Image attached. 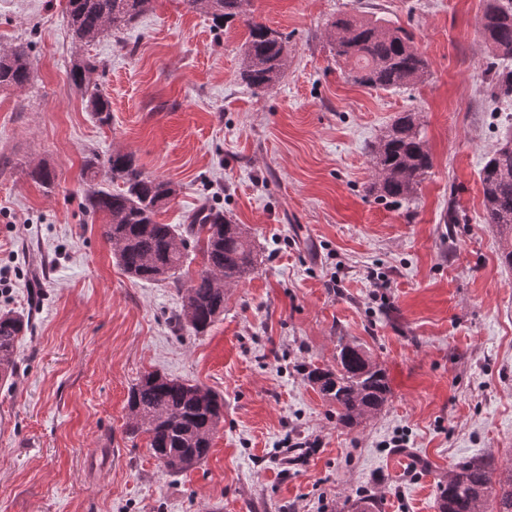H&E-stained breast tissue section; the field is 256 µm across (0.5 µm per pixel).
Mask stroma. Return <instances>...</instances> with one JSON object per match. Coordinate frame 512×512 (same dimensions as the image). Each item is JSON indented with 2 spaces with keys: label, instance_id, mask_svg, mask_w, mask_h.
I'll list each match as a JSON object with an SVG mask.
<instances>
[{
  "label": "stroma",
  "instance_id": "obj_1",
  "mask_svg": "<svg viewBox=\"0 0 512 512\" xmlns=\"http://www.w3.org/2000/svg\"><path fill=\"white\" fill-rule=\"evenodd\" d=\"M485 0H251L218 28L187 0H154L88 46L109 98L101 123L69 78L66 0H0V49L30 44V85L0 88V313L29 314L18 372L0 384V512H438L456 463H512V269L484 220L479 172L512 138V97L491 98ZM378 18L412 33L424 80L354 84L327 25ZM287 38L264 92L241 79L248 21ZM419 112L433 166L411 203L379 198L369 148ZM120 149L177 193L159 217L205 204L245 225L258 269L229 288L202 336L175 330L181 294L131 279L81 203L86 156ZM55 174L52 188L29 175ZM459 221H448L449 211ZM362 343L391 395L349 428L300 364ZM224 397L208 457L166 473L130 437L145 372Z\"/></svg>",
  "mask_w": 512,
  "mask_h": 512
}]
</instances>
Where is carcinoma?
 I'll return each instance as SVG.
<instances>
[{"instance_id":"carcinoma-1","label":"carcinoma","mask_w":512,"mask_h":512,"mask_svg":"<svg viewBox=\"0 0 512 512\" xmlns=\"http://www.w3.org/2000/svg\"><path fill=\"white\" fill-rule=\"evenodd\" d=\"M152 0H67V21L75 52L69 77L77 87L92 88L91 111L100 122L112 118L111 102L91 86L99 61L82 49L105 33L128 28L151 8ZM194 9L225 24L246 16L249 0H187ZM242 45L241 78L257 91L273 88L288 66L287 38L261 23L249 22ZM481 29L491 53L512 58V0H486ZM329 43L337 59L349 67L348 78L373 89H400L422 80L428 64L411 34L379 19L338 18L329 24ZM29 48L17 45L0 51V87L27 86L31 79ZM491 96H512V70L497 72L488 84ZM375 171L374 190L396 201H411L432 168L420 118L413 110L394 118L370 147ZM107 169L109 183L98 180ZM87 190L82 208L105 219L103 236L131 278L172 282L182 292L176 314L178 329L205 334L224 314L226 288L248 279L257 257L244 225L224 216V210L203 206L187 224H163L158 215L176 194L171 182L145 173L130 153L116 150L106 160L92 154L82 169ZM485 222L504 236L501 264L512 268V146L489 157L480 173ZM117 188L110 187V184ZM201 253V269H186L188 242ZM22 313L0 314V382L13 380L18 358L15 346L28 330ZM307 381L336 406V419L354 426L378 414L388 402L385 370L362 345L338 337L331 366L303 368ZM127 431L144 434L147 448L170 474L184 472L207 458L213 432L224 420V398L198 384L147 372L129 390ZM494 468L486 458L458 463L438 484L439 512H512V467L493 486Z\"/></svg>"}]
</instances>
